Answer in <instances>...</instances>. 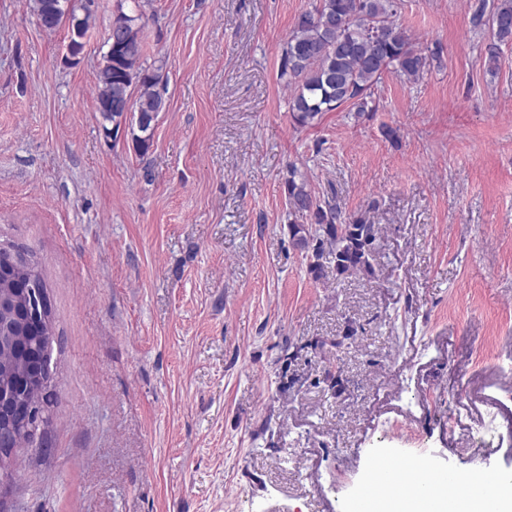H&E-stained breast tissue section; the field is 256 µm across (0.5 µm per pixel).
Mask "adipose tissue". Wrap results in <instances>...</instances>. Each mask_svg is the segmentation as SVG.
<instances>
[{"mask_svg":"<svg viewBox=\"0 0 512 512\" xmlns=\"http://www.w3.org/2000/svg\"><path fill=\"white\" fill-rule=\"evenodd\" d=\"M423 472L422 465H410L402 475L408 485L407 493L368 497L361 504L363 512H373L381 503L386 505L387 512H512V483L492 492L475 485L450 495L445 488L456 481V474L432 477V489L426 492L422 489Z\"/></svg>","mask_w":512,"mask_h":512,"instance_id":"ef3b65f1","label":"adipose tissue"}]
</instances>
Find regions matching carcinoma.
Instances as JSON below:
<instances>
[{
	"label": "carcinoma",
	"instance_id": "carcinoma-1",
	"mask_svg": "<svg viewBox=\"0 0 512 512\" xmlns=\"http://www.w3.org/2000/svg\"><path fill=\"white\" fill-rule=\"evenodd\" d=\"M127 13L118 7L112 17L117 25L112 43V65L98 68L94 89L95 111L103 123L114 124L129 117L133 148L146 153L158 114L165 111V81L162 67L145 65L143 29L146 21L139 0ZM93 0H34L33 11L40 26L57 29L63 16L70 14L81 35L92 28ZM395 0H312L310 8L294 19L278 65V75L291 88L289 111L294 122L311 126L322 113L342 106L371 112L369 98L387 74L404 80H418L440 62V50L422 48L396 21ZM369 19L385 23L379 36L369 34ZM474 31L489 29L492 39L485 43L481 59L489 72L498 66L501 46L512 43V0H478L472 14ZM123 89L132 98L133 112L107 113L111 95ZM288 204V233L297 248L311 258L309 273L319 280L324 274L321 262L329 254L336 278L375 271L380 227L363 217L347 216L339 204L320 200L296 166L288 168L284 181ZM48 293L44 277L23 281L11 289L10 308L1 317L8 321L9 342L0 346V389H14L19 364L31 360L43 349L38 332L20 319L31 305V295Z\"/></svg>",
	"mask_w": 512,
	"mask_h": 512
}]
</instances>
